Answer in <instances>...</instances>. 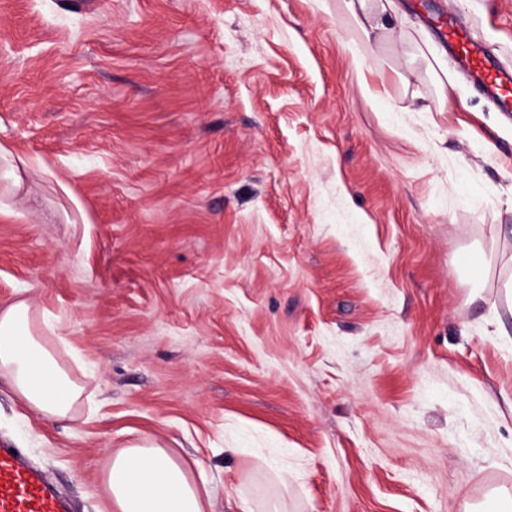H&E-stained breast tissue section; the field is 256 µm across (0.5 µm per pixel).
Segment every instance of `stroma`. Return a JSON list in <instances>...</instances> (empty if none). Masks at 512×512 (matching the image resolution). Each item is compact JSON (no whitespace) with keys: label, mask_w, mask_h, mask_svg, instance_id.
Here are the masks:
<instances>
[{"label":"stroma","mask_w":512,"mask_h":512,"mask_svg":"<svg viewBox=\"0 0 512 512\" xmlns=\"http://www.w3.org/2000/svg\"><path fill=\"white\" fill-rule=\"evenodd\" d=\"M397 3L370 45L339 0H0V309L86 387L52 421L1 380L0 447L72 512L144 437L213 512L512 490V122L418 51L453 15L512 64V0Z\"/></svg>","instance_id":"35a3bbf8"}]
</instances>
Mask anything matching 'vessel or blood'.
<instances>
[{
    "label": "vessel or blood",
    "instance_id": "b4317fda",
    "mask_svg": "<svg viewBox=\"0 0 512 512\" xmlns=\"http://www.w3.org/2000/svg\"><path fill=\"white\" fill-rule=\"evenodd\" d=\"M444 35L459 68L498 111L512 112V68L456 20L445 21ZM0 512H67V506L44 472L0 448Z\"/></svg>",
    "mask_w": 512,
    "mask_h": 512
}]
</instances>
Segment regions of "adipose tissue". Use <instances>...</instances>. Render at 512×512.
<instances>
[{
    "label": "adipose tissue",
    "mask_w": 512,
    "mask_h": 512,
    "mask_svg": "<svg viewBox=\"0 0 512 512\" xmlns=\"http://www.w3.org/2000/svg\"><path fill=\"white\" fill-rule=\"evenodd\" d=\"M365 39L387 31L395 0H346ZM0 377L7 378L27 409L47 419H74L83 385L58 357L55 337L28 300L0 310ZM199 461L176 459L146 439L113 451L105 474L112 512H210L211 499L194 472Z\"/></svg>",
    "instance_id": "obj_1"
}]
</instances>
